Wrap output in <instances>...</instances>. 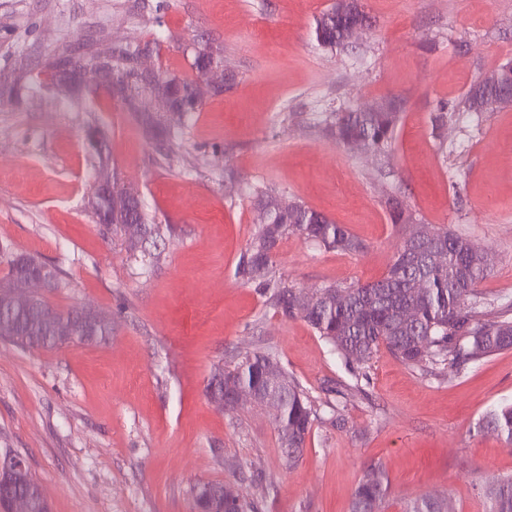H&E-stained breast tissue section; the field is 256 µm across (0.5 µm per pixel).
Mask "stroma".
Returning <instances> with one entry per match:
<instances>
[{
  "instance_id": "stroma-1",
  "label": "stroma",
  "mask_w": 512,
  "mask_h": 512,
  "mask_svg": "<svg viewBox=\"0 0 512 512\" xmlns=\"http://www.w3.org/2000/svg\"><path fill=\"white\" fill-rule=\"evenodd\" d=\"M332 2L0 0V79L25 88L20 102H0V277L9 253L38 255L64 278L53 308L112 321L97 345L36 351L0 339V448L25 460L51 512H194L201 482L233 485L260 512H349L374 464L388 480L385 512L444 493L456 512H485L482 489L512 475V448L478 427L512 399V350L436 378L382 348L362 392H348L310 326L235 275L258 228L256 192L302 202L364 243L340 253L283 239L276 272L301 291L380 278L401 241L395 198L482 244L490 273L479 291L512 296V106L432 123L439 102L512 59V0H361L371 24L347 53L314 37ZM153 39L163 75L195 78L193 50L206 43L233 76L167 138L107 92L76 99L42 79L59 48ZM380 97L406 102L390 160L324 132L336 107ZM102 169L150 221L175 226L155 271L98 223ZM258 348L343 418L316 423L292 468L271 411L222 410L206 395L214 365Z\"/></svg>"
}]
</instances>
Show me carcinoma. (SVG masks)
<instances>
[{
	"label": "carcinoma",
	"mask_w": 512,
	"mask_h": 512,
	"mask_svg": "<svg viewBox=\"0 0 512 512\" xmlns=\"http://www.w3.org/2000/svg\"><path fill=\"white\" fill-rule=\"evenodd\" d=\"M356 23H369L364 12L339 13L332 6L315 19V38L326 50L348 48L347 30ZM142 50L139 45H116L102 53L86 48L79 53L63 49L49 62L62 60L71 69L104 54L112 60L119 81L118 95L132 112H144L154 132L162 135L167 125L154 122L150 111L142 110L129 93L142 88L154 96L158 109L169 115L168 125L198 109L189 95L193 81L171 78L147 79L132 64ZM500 89L473 83L460 101L463 111L478 114L480 101ZM403 101L390 99L374 112L347 109L335 114L327 131L344 147L361 142L370 152L387 156L392 150L394 129L403 112ZM255 207L265 209V222L254 233L237 267L242 280L262 289L268 305L286 318L300 317L326 342L331 351L350 369L366 364L385 347L402 362L434 374L458 372L502 350L512 349V296L487 299L477 285L488 275L481 262L484 248L447 227L428 228L429 237L412 239L415 218L404 210H391L392 223L405 228L395 259L379 279L349 286L335 284L317 289L315 305L307 312L295 308L297 290L273 275L275 250L290 234L298 235L320 249L357 252L363 248L346 226L308 206L292 202L278 207V198L257 194ZM447 253V262L436 264L430 254ZM45 262L20 253L8 261V272L0 284L18 282L26 275L41 272ZM412 310V320L406 311ZM112 334L109 321L95 312L72 308L58 312L42 296L27 305H11L0 299V337L29 349L58 348L70 343L98 344ZM243 386L280 402L281 420L277 429L282 453L288 466L295 465L306 447L313 425L321 419L306 389L269 351H253L238 356L233 368L216 366L206 392L221 395L222 389ZM479 428L494 430L504 444L512 447V401L490 410ZM220 483H201L198 493L205 501L193 499L194 508L219 507ZM387 478L379 466L367 468L352 494L350 512H383ZM487 512H512V477H506L484 490ZM14 498L25 500L29 512H50L40 488L29 471L15 470L0 482V509ZM448 496H422L409 502L404 512H448Z\"/></svg>",
	"instance_id": "cac0c4a2"
}]
</instances>
